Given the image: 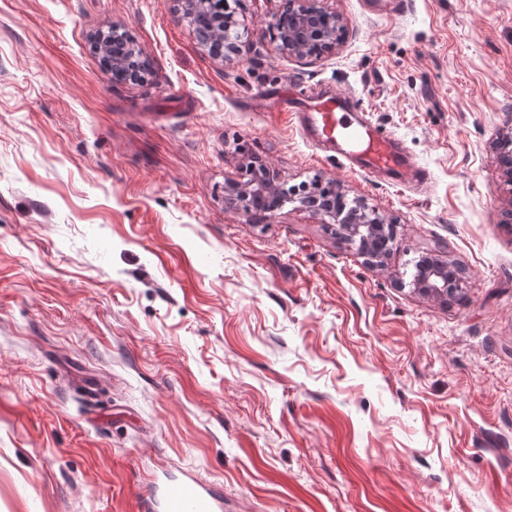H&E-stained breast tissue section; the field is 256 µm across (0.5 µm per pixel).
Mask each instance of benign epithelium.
Wrapping results in <instances>:
<instances>
[{
  "label": "benign epithelium",
  "instance_id": "benign-epithelium-1",
  "mask_svg": "<svg viewBox=\"0 0 512 512\" xmlns=\"http://www.w3.org/2000/svg\"><path fill=\"white\" fill-rule=\"evenodd\" d=\"M328 0H280L266 29L259 38L268 39L281 56L298 60H319L337 53L347 30L342 14L327 5ZM238 0H176V13L191 26L199 45L224 66L240 62L242 44L254 32L238 18ZM148 62L139 47L120 24L112 25V58L103 60L105 75L114 70L121 81L136 83L143 79ZM499 161L507 181L512 183V131L496 142ZM319 180L309 192L297 195L264 167L242 168L240 178L224 183L227 205L255 218H264L292 202L313 211L325 224H338L347 237L358 244L361 254L371 263L380 264L387 258L395 243L392 225L376 209L364 201L347 205L344 200L321 198ZM460 269L432 258L423 259L417 266L414 290L433 297H448V284L461 291Z\"/></svg>",
  "mask_w": 512,
  "mask_h": 512
}]
</instances>
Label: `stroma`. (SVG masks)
<instances>
[{
  "instance_id": "obj_1",
  "label": "stroma",
  "mask_w": 512,
  "mask_h": 512,
  "mask_svg": "<svg viewBox=\"0 0 512 512\" xmlns=\"http://www.w3.org/2000/svg\"><path fill=\"white\" fill-rule=\"evenodd\" d=\"M313 63L225 68L173 0H0V512H142L186 475L223 512H512V0H329ZM149 63L113 83L92 35ZM356 93L428 170L353 171L268 103ZM395 225L368 264L288 204L225 207L250 159ZM435 250L460 300L414 292ZM107 35L102 40L112 43V60L108 57L103 60V74L108 76L112 66V71L121 73L120 82L141 81L148 69V62L139 47L128 36L125 28L120 24H113L112 30L108 31Z\"/></svg>"
}]
</instances>
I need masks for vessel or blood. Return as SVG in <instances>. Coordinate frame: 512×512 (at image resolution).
Wrapping results in <instances>:
<instances>
[{"mask_svg":"<svg viewBox=\"0 0 512 512\" xmlns=\"http://www.w3.org/2000/svg\"><path fill=\"white\" fill-rule=\"evenodd\" d=\"M358 101L352 92L318 98L292 85L273 104L288 113L311 142L329 148L358 171L384 175L398 183L411 177L427 178V171L399 148L390 132L358 110ZM143 504L146 512L156 505L162 512H219L221 507L219 498L191 480L168 482L158 495H147Z\"/></svg>","mask_w":512,"mask_h":512,"instance_id":"obj_1","label":"vessel or blood"}]
</instances>
